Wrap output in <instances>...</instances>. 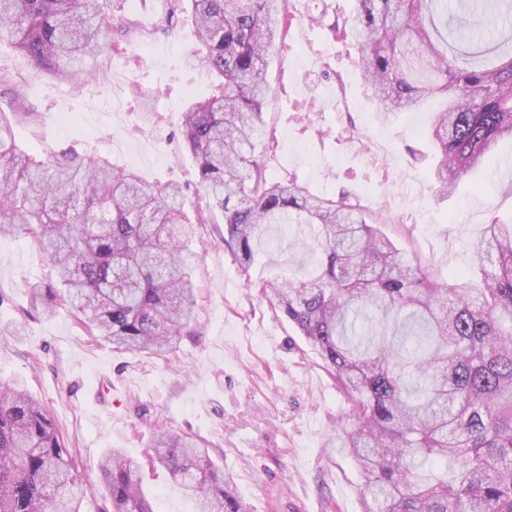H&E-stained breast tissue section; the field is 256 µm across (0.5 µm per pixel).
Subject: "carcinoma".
<instances>
[{
  "instance_id": "cac0c4a2",
  "label": "carcinoma",
  "mask_w": 512,
  "mask_h": 512,
  "mask_svg": "<svg viewBox=\"0 0 512 512\" xmlns=\"http://www.w3.org/2000/svg\"><path fill=\"white\" fill-rule=\"evenodd\" d=\"M286 2L191 0L190 63L217 82L182 127L209 205L224 213V247L246 272L267 225L309 230L313 270L255 287L345 394L336 447L359 466L363 512H512V224L484 225L476 278L444 281L405 260L360 204L267 177L255 140ZM463 28L444 0H358L348 27L379 117L447 97L431 172L446 195L512 138V23L488 38L464 40ZM109 33L99 0H0V43L59 79L80 82ZM182 206L179 186L148 187L105 158L36 160L0 115V237L39 242L61 287L34 289V302L70 308L115 348L161 355L189 335L196 254L182 242L191 234ZM152 457L199 512H248L195 436L160 428ZM98 473L112 512H154L137 461L113 451ZM87 485L47 411L0 382V512H79Z\"/></svg>"
}]
</instances>
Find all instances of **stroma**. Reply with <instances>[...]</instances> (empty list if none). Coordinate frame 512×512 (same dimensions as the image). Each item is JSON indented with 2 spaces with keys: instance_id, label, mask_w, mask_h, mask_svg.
<instances>
[{
  "instance_id": "obj_1",
  "label": "stroma",
  "mask_w": 512,
  "mask_h": 512,
  "mask_svg": "<svg viewBox=\"0 0 512 512\" xmlns=\"http://www.w3.org/2000/svg\"><path fill=\"white\" fill-rule=\"evenodd\" d=\"M123 21L94 81L73 86L0 44V112L34 158L67 149L107 158L155 187L183 189L185 221L200 254L192 269L198 308L190 336L162 356L92 341L68 309L47 315L32 289L57 282L30 236L0 237V381L19 382L48 411L93 485L80 512H109L98 464L117 448L143 462L155 512H196L167 471L149 462L159 426L203 441L234 478L249 512H362V477L336 446L347 402L297 329L254 288L299 270L294 226L270 225L242 271L225 249L224 217L208 211L181 115L212 95L215 79L191 69L190 12L175 0H100ZM356 0H288L285 42L269 56V95L256 151L274 176L310 193L349 194L381 218L406 260L442 279L470 272L471 244L492 219L512 223V139L437 195V149L427 132L440 100L380 119L340 28Z\"/></svg>"
}]
</instances>
